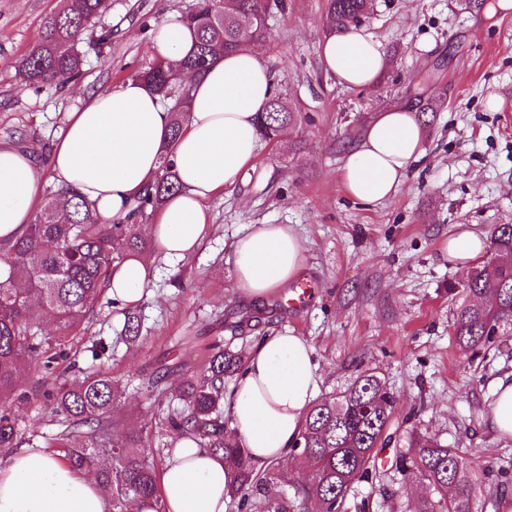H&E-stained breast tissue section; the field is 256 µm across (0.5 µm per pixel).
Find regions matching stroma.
<instances>
[{"label": "stroma", "mask_w": 512, "mask_h": 512, "mask_svg": "<svg viewBox=\"0 0 512 512\" xmlns=\"http://www.w3.org/2000/svg\"><path fill=\"white\" fill-rule=\"evenodd\" d=\"M195 0H112V40L80 43L86 54L76 87H21L15 66L38 39L58 0H0V142L48 155L68 113L85 93L108 90L147 67V42L160 22ZM263 43L275 88L304 117L287 137L261 143L234 185L210 199L211 224L196 255L180 261L153 252L149 294L137 306L142 332L134 346L118 342L124 314L101 293L56 363L84 373H110L123 389L113 412L122 429L146 430L141 454L163 468L170 438L161 425L184 381L207 361L214 338L248 350L284 329L314 349L318 396L325 399L364 370L397 397L392 441L379 454L382 478L359 483L346 512H412L424 483L388 477L411 425L461 449L474 466L512 473V439L489 426L493 383L512 372V338L479 355L462 352L450 324L462 303L467 271L442 252L449 234L491 235L512 224V8L497 0H375L363 23L384 46L390 65L371 88H346L321 65L324 0H286ZM432 104L421 115L424 156L398 193L370 207L348 198L339 180L347 148L367 121L395 103ZM251 224H289L304 246L301 277L313 291L305 310L285 312L272 299L237 293L231 247ZM111 342L95 357L91 347ZM161 376L165 395L148 380ZM21 450L62 458L53 441L63 425L44 398L14 405Z\"/></svg>", "instance_id": "35a3bbf8"}]
</instances>
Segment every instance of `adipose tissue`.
I'll use <instances>...</instances> for the list:
<instances>
[{
	"instance_id": "1",
	"label": "adipose tissue",
	"mask_w": 512,
	"mask_h": 512,
	"mask_svg": "<svg viewBox=\"0 0 512 512\" xmlns=\"http://www.w3.org/2000/svg\"><path fill=\"white\" fill-rule=\"evenodd\" d=\"M193 43L191 29L172 16L156 28L147 48L155 60L172 65ZM320 60L339 84L360 89L372 86L388 65L383 44L358 26L326 34ZM187 85V113L176 137L168 104L140 80L129 79L90 94L82 110L68 114L47 164L30 150L0 143V240H14L32 222L46 175L62 197H83L100 221L127 219L167 153L180 187L157 209L148 235L158 252L193 257L205 237L207 201L254 164L256 120L274 93L275 75L259 49L246 46L218 57ZM424 138L411 108L377 112L343 159L344 193L369 206L391 199L422 158ZM232 255L238 294L265 299L298 275L302 245L291 225L253 224L234 241ZM151 277L150 262L134 256L114 269L106 288L128 308L141 302ZM317 387L305 337L284 330L249 348L226 409L256 464L288 458ZM234 480L222 459L181 440L161 475L165 510L226 512ZM0 512H109V504L87 474L49 454L23 451L0 467Z\"/></svg>"
}]
</instances>
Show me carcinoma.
<instances>
[{
	"label": "carcinoma",
	"instance_id": "cac0c4a2",
	"mask_svg": "<svg viewBox=\"0 0 512 512\" xmlns=\"http://www.w3.org/2000/svg\"><path fill=\"white\" fill-rule=\"evenodd\" d=\"M284 7V0H197L182 15L193 29L196 44L183 67L204 72L219 55L235 51L246 42L262 43L269 34L268 18ZM112 9V0H58L56 9L42 21L38 43L20 58L15 77L22 85H65L83 72L85 54L79 43L89 29L101 28L100 42L112 39V28L100 27ZM374 10L373 0H324L323 25L329 30L363 23ZM151 89L172 100V132L178 135L187 102V90L175 73L161 63L136 72ZM301 121L288 94H273L258 118L259 135L276 139L282 130ZM178 188L174 162L160 158L153 183L131 210L132 223L103 224L90 204L78 195L62 209L50 197L38 209L24 233L0 247V260L11 275L0 281V448L18 445V432L9 400L22 382L38 372L52 373L55 357L43 350L48 339L35 331V319L43 312L54 317L57 336L76 332L85 322L114 266L128 257L143 255L151 243L142 236L146 221ZM492 259L475 268L463 293L486 300L463 302L456 311L451 334L458 347L473 354L491 350L502 336H512V225L503 224L492 234ZM120 339L132 342L141 332L133 310L124 311ZM242 369L237 353L212 347L203 371L186 380L183 406L168 414L165 427L173 451L187 437L224 459L235 473L232 488L242 512H344L355 485L376 470L377 453L391 442L387 434L397 406L373 373L362 372L336 396L313 404L298 435L292 457L299 460L304 479L281 486L279 464L256 467L249 450L228 435L224 419V380ZM42 392L46 406L61 416L68 436L83 431L89 439L65 449L73 468H98V482L108 496L112 512H128L129 504L147 502L153 512H164L159 477L154 464L137 449L145 447L141 432L110 430L107 414L122 397L112 377L102 375L56 376L50 390ZM406 480L426 483L427 496L414 512H482L476 488L482 477L458 448L411 430L407 448L395 461Z\"/></svg>",
	"mask_w": 512,
	"mask_h": 512
}]
</instances>
